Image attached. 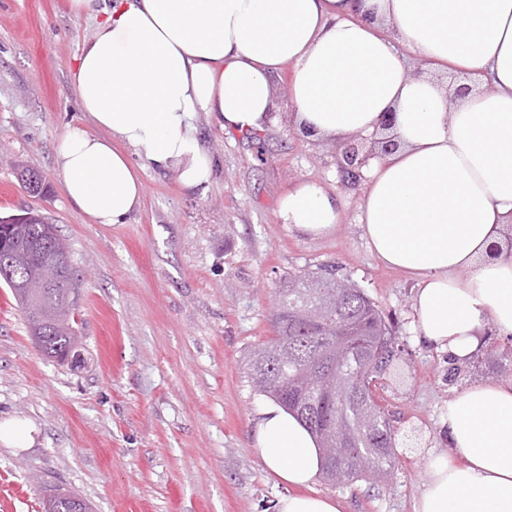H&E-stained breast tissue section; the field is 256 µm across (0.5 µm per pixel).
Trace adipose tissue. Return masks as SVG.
Listing matches in <instances>:
<instances>
[{
  "label": "adipose tissue",
  "mask_w": 512,
  "mask_h": 512,
  "mask_svg": "<svg viewBox=\"0 0 512 512\" xmlns=\"http://www.w3.org/2000/svg\"><path fill=\"white\" fill-rule=\"evenodd\" d=\"M288 63L291 119L310 139L383 132L396 144L369 162L361 230L414 281L419 340L460 361L489 333L512 337V0H112L71 76L99 132L71 125L57 145L67 199L91 223H126L145 194L130 146L181 188L206 186L199 113L264 131ZM448 74L467 77L464 96L449 99ZM341 209L304 182L278 215L322 235ZM441 430L458 458H431L416 512H512V380L455 390ZM254 438L292 489L277 512H340L313 488L322 454L296 416L268 404Z\"/></svg>",
  "instance_id": "obj_1"
}]
</instances>
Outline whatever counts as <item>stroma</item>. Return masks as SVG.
I'll return each instance as SVG.
<instances>
[{
  "instance_id": "obj_1",
  "label": "stroma",
  "mask_w": 512,
  "mask_h": 512,
  "mask_svg": "<svg viewBox=\"0 0 512 512\" xmlns=\"http://www.w3.org/2000/svg\"><path fill=\"white\" fill-rule=\"evenodd\" d=\"M97 24L69 0H0V216L34 210L66 240L83 336L79 364L46 359L0 283V423L23 422L32 437L23 448L0 441V512H42L54 483L94 512H274L288 489L254 446L267 398L250 386L246 360L273 336L289 276L330 265L394 319L403 353L381 396L418 441L399 449L387 482L315 488L342 512H415L431 457L454 453L440 430L448 363L415 339L412 281L366 246L365 182L347 185L335 143L290 122L291 66L275 79L278 120L259 140L199 114L214 160L205 188L181 189L175 172L132 147L141 209L124 224H91L62 192L55 148L67 126L89 123L70 80ZM21 166L41 175L43 194L22 187ZM302 181L341 197L329 233L281 224L278 202Z\"/></svg>"
}]
</instances>
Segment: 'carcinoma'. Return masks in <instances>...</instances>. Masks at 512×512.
Segmentation results:
<instances>
[{
  "label": "carcinoma",
  "instance_id": "1",
  "mask_svg": "<svg viewBox=\"0 0 512 512\" xmlns=\"http://www.w3.org/2000/svg\"><path fill=\"white\" fill-rule=\"evenodd\" d=\"M54 228L46 218L33 214L22 222L0 219V258L22 251L33 258ZM274 314L276 336L255 349L247 362L253 387L297 417L316 435L321 452L337 444L336 456H323L322 475L331 483L346 484L373 476L382 481L394 469L396 437L389 411L369 395L351 386L336 394L327 389L326 375L338 368L360 375L366 352H379L381 371L399 360L401 348L394 325L371 299L349 280L325 266L289 278ZM322 308L323 319L308 323L305 308ZM80 330L74 314L51 327L40 349L48 359L66 363L79 351ZM43 512H91L85 501L59 488L46 490Z\"/></svg>",
  "mask_w": 512,
  "mask_h": 512
}]
</instances>
